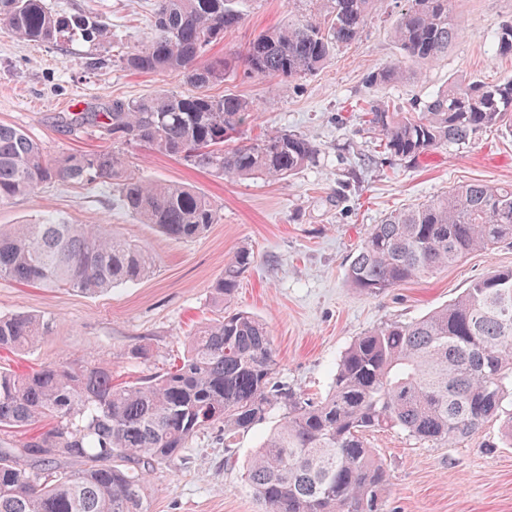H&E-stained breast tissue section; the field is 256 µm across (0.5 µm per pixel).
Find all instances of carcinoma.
<instances>
[{"label": "carcinoma", "mask_w": 512, "mask_h": 512, "mask_svg": "<svg viewBox=\"0 0 512 512\" xmlns=\"http://www.w3.org/2000/svg\"><path fill=\"white\" fill-rule=\"evenodd\" d=\"M239 0H154L152 34L128 48L122 66L138 73L179 72L189 93L157 92L112 101L101 112L70 113L73 128L95 127L114 147L57 158L21 129L0 125V204L66 182L112 185V202L175 242L201 237L220 220L192 187L149 181L130 170L121 147L139 145L229 179L289 177L318 155L309 139L271 131L229 144L250 103L215 97L210 86L243 72L294 82L322 68L336 49L357 41L378 0H310L251 41L240 54L207 57L239 27ZM451 0H406L393 28L405 59L433 62L459 28ZM0 29L22 41L55 42L110 31L84 16L49 10L43 0H0ZM495 53L512 57V22L496 33ZM395 64L371 77L404 79ZM367 122L387 152L414 160L463 145L483 128L512 135V78L494 85L451 80L412 112L376 104ZM512 241V185L477 181L394 212L371 227L352 256V287L378 296L426 278L463 256ZM254 261L237 251L224 264L212 301L218 317L196 330L181 361L144 381L117 384L112 365L60 362L25 374L0 369V512H148L149 475L174 461L207 427L224 443L251 430L274 407L283 422L260 443L243 473L265 512H382L388 474L366 434L399 430L424 442H448L489 420L512 446V269L476 279L454 301L410 322L357 337L341 356L324 397L274 381L276 356L265 323L225 309ZM155 258L106 224L47 217L0 226V278L97 294L153 274ZM49 332L33 314L0 315V349L25 352ZM39 424L41 431L14 433Z\"/></svg>", "instance_id": "obj_1"}]
</instances>
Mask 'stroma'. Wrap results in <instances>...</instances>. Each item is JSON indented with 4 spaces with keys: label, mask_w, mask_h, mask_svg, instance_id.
Returning a JSON list of instances; mask_svg holds the SVG:
<instances>
[{
    "label": "stroma",
    "mask_w": 512,
    "mask_h": 512,
    "mask_svg": "<svg viewBox=\"0 0 512 512\" xmlns=\"http://www.w3.org/2000/svg\"><path fill=\"white\" fill-rule=\"evenodd\" d=\"M152 0H45L56 13H79L105 25L109 41L76 35L54 43L20 41L0 30V124L19 128L54 157L103 150L112 141L97 129H71L66 113L98 112L112 100H138L160 90L188 91L177 73L138 74L120 55L151 36ZM404 0H378L361 38L337 50L321 71L283 88L279 80L239 76L212 94L248 100L254 118L243 125L249 141L274 128L302 135L319 148L313 164L281 179H228L167 155L127 148L144 178L185 183L217 206L218 223L198 239L176 243L114 209L112 189L54 183L0 205V225L26 224L45 214L78 224H108L148 248L157 269L148 279L90 296L0 279V314L44 318L50 332L26 354L0 352V367L25 373L62 360H105L115 382H136L176 364L196 327L217 317L211 290L225 262L246 248L255 261L235 293V307L264 320L276 355L277 384L324 396L341 355L377 326L408 322L444 306L475 279L512 268V245L467 254L433 275L379 296L352 288L350 258L372 225L392 211L489 181L512 184V136L494 128L465 145L400 160L383 149L365 121L369 103L406 111L448 81L492 85L512 77V58L494 53L499 27L512 22V0H451L462 27L447 55L412 64L401 82L371 83L372 73L396 63L402 51L392 30ZM244 21L224 34L212 55L242 51L260 32L308 11L309 0H241ZM143 346L149 356L129 358ZM282 418L225 444L205 429L181 456L150 477L149 512H262L242 474L253 451ZM491 420L453 443L423 442L401 431L369 433L370 448L389 473L384 512H512V447L500 442Z\"/></svg>",
    "instance_id": "1"
}]
</instances>
